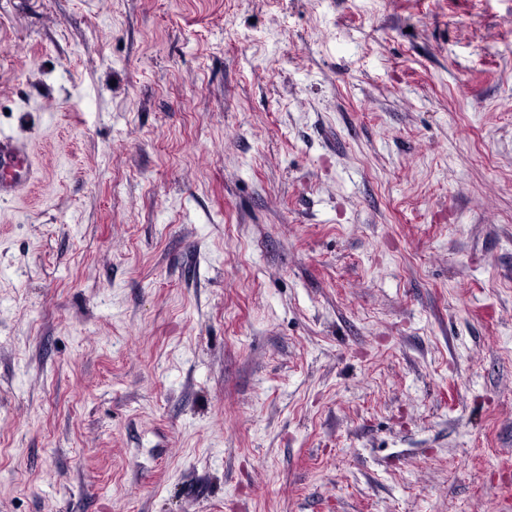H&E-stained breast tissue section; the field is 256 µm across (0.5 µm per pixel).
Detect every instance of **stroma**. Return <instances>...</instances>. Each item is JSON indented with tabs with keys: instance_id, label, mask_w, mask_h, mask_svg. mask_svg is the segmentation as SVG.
<instances>
[{
	"instance_id": "stroma-1",
	"label": "stroma",
	"mask_w": 512,
	"mask_h": 512,
	"mask_svg": "<svg viewBox=\"0 0 512 512\" xmlns=\"http://www.w3.org/2000/svg\"><path fill=\"white\" fill-rule=\"evenodd\" d=\"M0 512H512V0H0ZM34 178L28 144L0 136V199L27 192Z\"/></svg>"
}]
</instances>
